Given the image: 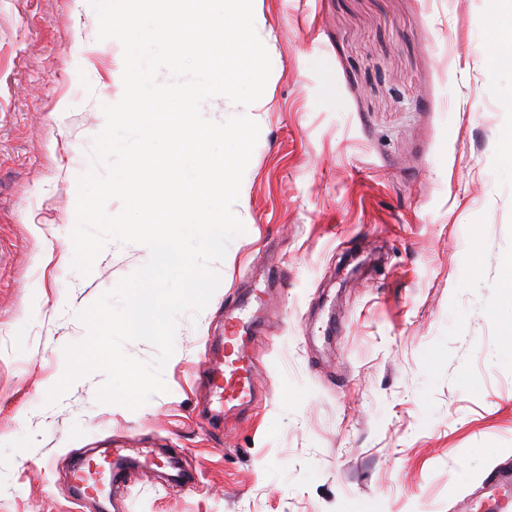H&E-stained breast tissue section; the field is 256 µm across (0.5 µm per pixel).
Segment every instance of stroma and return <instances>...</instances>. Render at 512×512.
Returning a JSON list of instances; mask_svg holds the SVG:
<instances>
[{
    "mask_svg": "<svg viewBox=\"0 0 512 512\" xmlns=\"http://www.w3.org/2000/svg\"><path fill=\"white\" fill-rule=\"evenodd\" d=\"M272 64L262 97L203 106L260 136L245 227L205 309L176 318L167 393L137 410L54 404L78 314L142 266L107 244L71 267L78 179L123 49L90 0H0V512H491L512 483V64L504 0H253ZM256 323L254 398L201 379L226 315ZM164 449L106 498L72 473L102 448Z\"/></svg>",
    "mask_w": 512,
    "mask_h": 512,
    "instance_id": "stroma-1",
    "label": "stroma"
}]
</instances>
